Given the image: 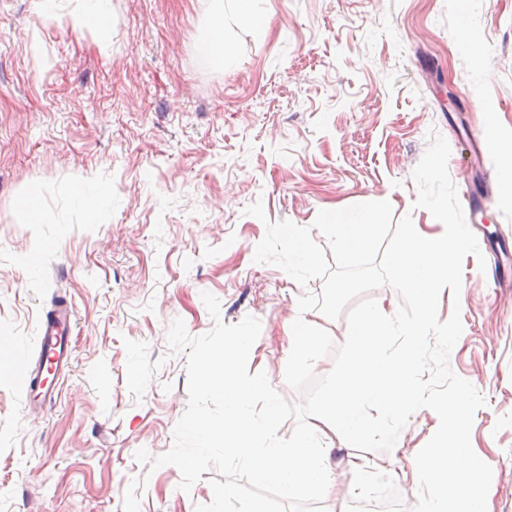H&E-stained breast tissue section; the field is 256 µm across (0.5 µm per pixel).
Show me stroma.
<instances>
[{"label": "stroma", "mask_w": 512, "mask_h": 512, "mask_svg": "<svg viewBox=\"0 0 512 512\" xmlns=\"http://www.w3.org/2000/svg\"><path fill=\"white\" fill-rule=\"evenodd\" d=\"M35 0H0V512H195L208 480L179 487L167 452L187 405L186 358L166 332L213 321L261 322L250 373L290 401L286 332L304 293L282 269L254 261L265 221L312 226L322 210L389 201L393 221L433 223L415 207L413 171L431 135L450 148V178L480 256L463 261L451 370L486 400L471 442L489 462L488 512H512V197L494 153L470 139L512 144V0H252L264 26L224 5L235 67L210 66L197 45L216 20L211 0H112L108 29L77 27L79 0L39 15ZM477 39L469 44L463 31ZM455 104H448L446 95ZM77 182L106 187L104 209L77 207ZM40 219L21 213L31 188ZM262 201L266 220L245 209ZM486 268H479V261ZM39 271L29 274V262ZM74 311L71 358L55 402H27L15 351L35 354L53 305ZM146 342L161 366L142 402L127 387L124 339ZM430 409L412 415L383 474L434 447ZM326 512H361L346 452L332 457Z\"/></svg>", "instance_id": "1"}]
</instances>
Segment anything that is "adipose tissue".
<instances>
[{
	"mask_svg": "<svg viewBox=\"0 0 512 512\" xmlns=\"http://www.w3.org/2000/svg\"><path fill=\"white\" fill-rule=\"evenodd\" d=\"M328 318L320 313L298 312L288 332L291 351L289 366L301 372L312 367L320 338L330 337ZM484 461L464 444L440 436L434 448L420 463L399 470L398 479L425 485L428 496L414 505L411 512H448L456 504L457 512H485L481 475Z\"/></svg>",
	"mask_w": 512,
	"mask_h": 512,
	"instance_id": "ef3b65f1",
	"label": "adipose tissue"
}]
</instances>
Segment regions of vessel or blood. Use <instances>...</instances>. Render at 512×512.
<instances>
[{
	"instance_id": "b4317fda",
	"label": "vessel or blood",
	"mask_w": 512,
	"mask_h": 512,
	"mask_svg": "<svg viewBox=\"0 0 512 512\" xmlns=\"http://www.w3.org/2000/svg\"><path fill=\"white\" fill-rule=\"evenodd\" d=\"M74 314L66 303H57L38 326V354L36 358H19L16 363L18 378L27 398L50 401L55 397L53 382L47 381V372H61L68 366L71 350L68 333Z\"/></svg>"
}]
</instances>
